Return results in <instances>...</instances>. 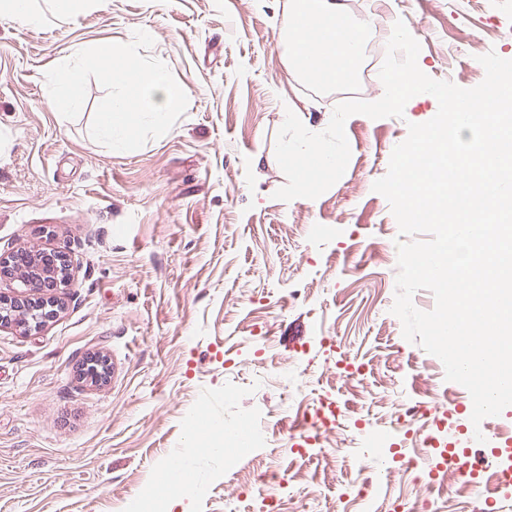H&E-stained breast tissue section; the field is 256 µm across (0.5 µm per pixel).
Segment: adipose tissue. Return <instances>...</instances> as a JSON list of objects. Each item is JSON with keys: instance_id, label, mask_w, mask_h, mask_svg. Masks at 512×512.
I'll return each instance as SVG.
<instances>
[{"instance_id": "obj_1", "label": "adipose tissue", "mask_w": 512, "mask_h": 512, "mask_svg": "<svg viewBox=\"0 0 512 512\" xmlns=\"http://www.w3.org/2000/svg\"><path fill=\"white\" fill-rule=\"evenodd\" d=\"M80 4L81 0H49L44 12L31 0H0V16L38 26L50 16L67 19ZM283 26L288 62L302 77L340 83L359 68L365 29L349 19L341 0H292Z\"/></svg>"}]
</instances>
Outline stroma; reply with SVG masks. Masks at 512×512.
<instances>
[{
  "label": "stroma",
  "mask_w": 512,
  "mask_h": 512,
  "mask_svg": "<svg viewBox=\"0 0 512 512\" xmlns=\"http://www.w3.org/2000/svg\"><path fill=\"white\" fill-rule=\"evenodd\" d=\"M290 0H88L65 21L29 28L0 17V252L64 251L66 309L35 333L0 328V512H136L148 492L161 512H252L251 486L292 495L281 512H386L423 492L397 472L369 508L346 497L351 458L334 456L353 421L426 407L415 433L468 414L438 405L452 390L439 358L408 342L391 308L398 224L373 191L409 123L435 116L432 95L403 117L350 116L351 157L315 199H274L287 179L275 155L283 109L327 128L336 88L290 69L282 50ZM353 20L388 35L405 17L424 72L462 88L485 71L472 46L512 58V0H359ZM154 39L188 92L173 128L134 151L95 142L105 89L89 81L74 119L50 98L46 72L76 49ZM102 354L114 374L84 379ZM364 380L346 387L341 363ZM294 363L340 402L322 453L290 439L303 421L276 379ZM266 419L237 443L246 415Z\"/></svg>",
  "instance_id": "obj_1"
}]
</instances>
